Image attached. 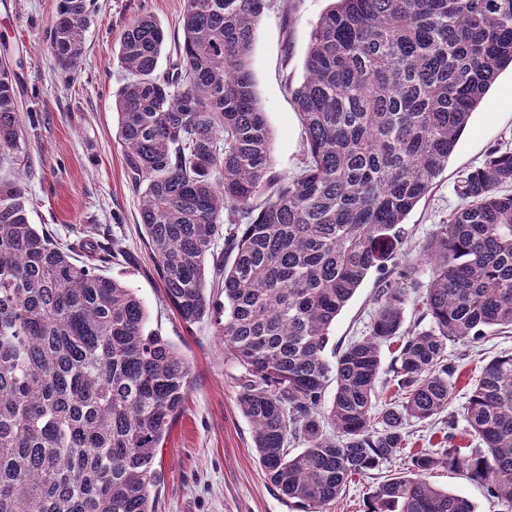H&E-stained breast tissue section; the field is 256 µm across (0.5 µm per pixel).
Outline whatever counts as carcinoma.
I'll return each mask as SVG.
<instances>
[{"label": "carcinoma", "mask_w": 512, "mask_h": 512, "mask_svg": "<svg viewBox=\"0 0 512 512\" xmlns=\"http://www.w3.org/2000/svg\"><path fill=\"white\" fill-rule=\"evenodd\" d=\"M266 0H183L181 38L135 17L115 95L138 225L186 328L210 320L243 368L238 406L268 481L321 512L355 475L404 454L406 426L448 410V341L512 330V149L461 174L463 204L420 247L429 268L416 328L405 219L448 167L473 112L512 67V0H334L313 26L292 92L303 161L274 171L250 56ZM92 0H58L48 42L78 68ZM9 46L0 45V164H25ZM0 177V512H155L158 448L194 385L189 359L147 327L134 289L102 273L126 256L95 226L79 245L29 222ZM94 257L79 264L76 247ZM384 280L369 335L327 355L330 329L369 273ZM429 327L420 329L424 319ZM398 345L397 399L376 409L381 349ZM336 384L326 402L329 383ZM481 443L407 455L367 512H474L432 486L438 465L512 512V354L492 359L464 406ZM304 448L293 455L289 446Z\"/></svg>", "instance_id": "1"}]
</instances>
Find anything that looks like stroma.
Segmentation results:
<instances>
[{"instance_id":"1","label":"stroma","mask_w":512,"mask_h":512,"mask_svg":"<svg viewBox=\"0 0 512 512\" xmlns=\"http://www.w3.org/2000/svg\"><path fill=\"white\" fill-rule=\"evenodd\" d=\"M56 3L0 0V42L12 51L19 110L25 117L27 164L19 178L28 190L30 222L58 239L76 240L92 224L121 238L131 257L110 264L109 274L135 288L147 309L149 329L166 336L191 362L195 384L155 460L161 478L156 512H301L262 474L252 426L237 404L242 367L225 355L214 325L205 321L186 329L167 304L140 239V198L126 183L113 107L126 77L117 58L119 39L143 13L152 15L169 38H177L182 0H97L85 55L70 75L57 70L47 47ZM327 6V0H267L252 48L255 91L272 132L274 166L288 176L299 170L304 137L288 86L303 80L310 32ZM506 143L512 145L511 69L498 75L447 170L407 216L410 245L424 243L460 207L461 173L480 166L492 147ZM379 286L373 275L359 288L337 316L330 346L368 334ZM448 351L461 364L449 405L456 419L453 443L466 451L479 442L463 406L483 366L512 352V333L490 337L478 347L452 341ZM405 469V460L396 458L354 477L326 512H366L374 488ZM427 479L436 488L465 496L475 512H504L485 486L463 473L439 466Z\"/></svg>"}]
</instances>
